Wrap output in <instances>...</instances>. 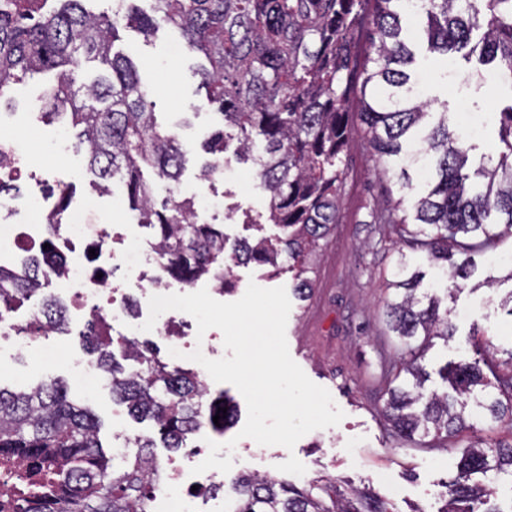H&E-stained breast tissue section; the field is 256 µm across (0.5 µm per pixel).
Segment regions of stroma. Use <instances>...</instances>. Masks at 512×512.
<instances>
[{"label": "stroma", "instance_id": "35a3bbf8", "mask_svg": "<svg viewBox=\"0 0 512 512\" xmlns=\"http://www.w3.org/2000/svg\"><path fill=\"white\" fill-rule=\"evenodd\" d=\"M408 29L417 48V70L426 95L449 99L456 109L459 130L475 139L481 152L496 153L494 112L498 100L512 90L499 83L479 90L451 88L445 75L461 71V60L427 53L418 25L409 24ZM120 35L116 50L137 63L142 82L156 103L159 121L175 124L188 151L179 181L157 182V198L185 197L200 191L221 203L218 212L201 214L202 222L221 225L231 244L255 237L243 216L266 209L256 166L228 151L221 155L223 174L208 180L200 175V144L222 123L221 116L208 106L206 93L194 75L201 57L190 53L179 32L171 28H160L149 38L131 29L121 30ZM51 80L48 74L28 77L11 89L17 110L12 134L30 143L24 156L28 169L41 173L49 184L71 186L73 205H91L94 223L108 225L111 232L128 239L152 242L151 229L140 224L137 213L125 202L124 186L117 182L110 194H99L83 156L59 148L61 123L42 115L41 95ZM401 195L395 180L382 177L367 141L353 136L346 151L338 220L313 262V294L305 301L292 300L286 327L291 357L310 380L330 392L344 417L336 426L306 434L291 450L278 445L239 448L231 470L224 475L225 494H232L238 476L259 472L299 486L320 477L331 478L338 485L365 488L392 499L398 512H438L441 507L444 484L456 471L463 439H449L437 448L403 446L388 437L381 414L382 358L395 349L385 325L386 284L393 278L399 254L391 242L381 240L375 215L380 208L394 205ZM475 261L478 288H464L448 303L454 336L435 340L426 355L427 390H443L438 370L444 363L473 359L469 342L473 333L489 338L499 359L512 356V317L500 306L508 288L502 285L493 290L482 285L485 278L497 279L512 269V236L503 237ZM232 281L225 291H214V299L236 301L252 282L263 288L293 287L288 275L269 277L267 267L254 263L234 267ZM84 329L83 321L75 319L68 334L40 337V344L63 355V364L42 369L28 356H18L8 371L0 372V385L18 389L43 378H61L70 399L91 407L99 416L100 438L107 448L118 428L132 435L155 436L153 423L132 418L126 405L113 400L109 385L86 389L75 382L67 361L87 360L81 336ZM292 455L304 464L303 475L278 471V464Z\"/></svg>", "mask_w": 512, "mask_h": 512}]
</instances>
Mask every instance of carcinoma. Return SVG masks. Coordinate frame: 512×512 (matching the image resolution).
<instances>
[{
    "mask_svg": "<svg viewBox=\"0 0 512 512\" xmlns=\"http://www.w3.org/2000/svg\"><path fill=\"white\" fill-rule=\"evenodd\" d=\"M85 2L0 0V102L24 78L55 73L42 94L44 116L74 129L76 150L99 191L110 192L116 179L124 184L130 208L154 231L165 273L184 284L207 276L222 289L233 265L254 262L291 274L294 294L306 300L310 257L337 220L352 129L368 140L382 175L403 189L411 188L407 168L428 158L433 173L412 213L400 200L381 215L396 242L450 269L444 296L421 294L423 274L402 253L387 284L393 293L386 327L400 347L386 359L390 434L409 444L446 441L473 428V403L492 421L512 422V353L507 362L486 352L473 362L445 364L438 375L453 395L422 392L429 377L425 352L433 339L453 335L442 302L468 285L474 255L512 235V95L497 110V156L482 157L474 169L470 155L477 146L450 121L449 101L422 97L412 79L415 53L401 37L400 21L410 0H152L150 14L136 10L134 0H120L117 16L93 14ZM415 13L427 19L429 53H457L476 69L492 65L512 86V0H421ZM123 24L146 34L171 26L203 56L199 83L224 127L204 146L209 158L202 174L215 175L211 157L230 148L256 165L267 221L280 235L228 248L219 225L193 222L190 200H157L144 171L176 182L186 154L177 136L159 125L134 62L114 50ZM90 60L105 73L77 83ZM355 89L362 100L357 125L346 107ZM68 202L63 188L48 216L51 230H58ZM283 255L286 266L279 263ZM45 266V258L31 255L22 269L0 268V319L33 301L38 327L63 334L66 307L46 292ZM84 336L112 397L130 414L150 418L164 447H188L204 423L218 432L229 427V400L207 399L202 377L165 362L154 345L113 337L103 317L89 322ZM220 407L227 412L216 425ZM98 430L92 410L70 400L57 378L19 390L0 386V459L26 462L17 474L23 487L17 512H147L159 480L156 444L136 437L130 442L135 455L109 456ZM503 479L512 482V444L469 443L445 485L440 512H502L491 497L493 483ZM233 490L224 512H398L365 491L345 493L328 478L300 488L244 475Z\"/></svg>",
    "mask_w": 512,
    "mask_h": 512,
    "instance_id": "cac0c4a2",
    "label": "carcinoma"
}]
</instances>
